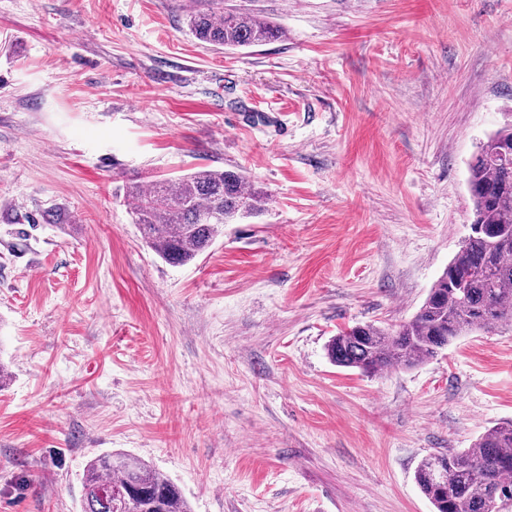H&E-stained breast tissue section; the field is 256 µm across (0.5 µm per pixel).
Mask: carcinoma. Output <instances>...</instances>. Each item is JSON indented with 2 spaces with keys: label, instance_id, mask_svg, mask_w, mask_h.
Masks as SVG:
<instances>
[{
  "label": "carcinoma",
  "instance_id": "1",
  "mask_svg": "<svg viewBox=\"0 0 512 512\" xmlns=\"http://www.w3.org/2000/svg\"><path fill=\"white\" fill-rule=\"evenodd\" d=\"M214 7L192 11L198 40L225 48L275 41L281 32L254 15ZM471 232L408 321L385 328L357 323L326 345L336 366L375 375L412 368L454 339L512 327V119L479 143L468 164ZM142 237L166 262L193 261L224 225L261 211L267 194L233 170L200 169L131 188ZM415 481L435 512H497L512 500V422L493 427L471 447L423 460ZM82 512H190L179 488L127 454H101L87 464Z\"/></svg>",
  "mask_w": 512,
  "mask_h": 512
}]
</instances>
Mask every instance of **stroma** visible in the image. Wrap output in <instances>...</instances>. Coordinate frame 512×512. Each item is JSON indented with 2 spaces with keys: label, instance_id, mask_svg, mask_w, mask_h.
<instances>
[{
  "label": "stroma",
  "instance_id": "stroma-1",
  "mask_svg": "<svg viewBox=\"0 0 512 512\" xmlns=\"http://www.w3.org/2000/svg\"><path fill=\"white\" fill-rule=\"evenodd\" d=\"M206 6L0 0V512H82L109 451L191 512H433L421 461L512 420V328L375 375L325 346L411 319L467 236L512 0H224L282 31L238 50ZM200 168L269 199L174 266L127 189Z\"/></svg>",
  "mask_w": 512,
  "mask_h": 512
}]
</instances>
